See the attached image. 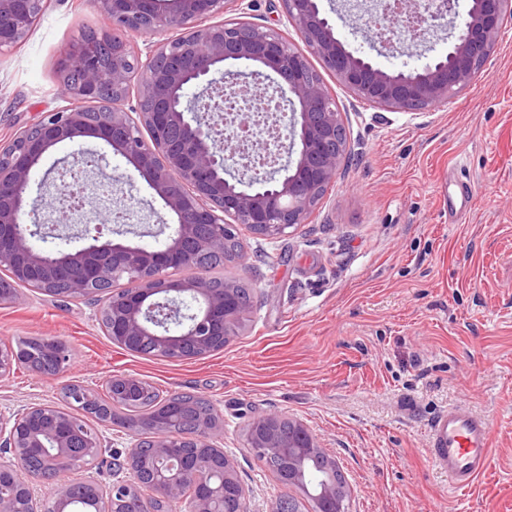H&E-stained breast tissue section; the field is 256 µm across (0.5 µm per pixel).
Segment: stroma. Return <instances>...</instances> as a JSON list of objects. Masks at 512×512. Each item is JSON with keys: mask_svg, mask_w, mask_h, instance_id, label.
<instances>
[{"mask_svg": "<svg viewBox=\"0 0 512 512\" xmlns=\"http://www.w3.org/2000/svg\"><path fill=\"white\" fill-rule=\"evenodd\" d=\"M236 18L295 39L282 0H253ZM106 26L97 0H48L30 33L0 52V143L61 109L59 64L71 38ZM448 50V34L383 52L389 70ZM350 151L307 223L270 240L239 228L244 264L224 276L253 289L244 328L222 351L171 361L112 343L93 302L21 288L0 304V342L53 336L67 369L25 368L0 379V408L61 403L65 384L100 388L136 376L161 392H191L219 411L224 449L254 512L285 489L250 450L246 428L283 413L303 421L343 471L346 512H512V19L485 71L417 119L358 100L318 58ZM92 181L111 184L142 217V244L171 217L118 156ZM475 198L448 219L455 180ZM451 405L491 427L490 468L464 492L432 462L427 429Z\"/></svg>", "mask_w": 512, "mask_h": 512, "instance_id": "obj_1", "label": "stroma"}]
</instances>
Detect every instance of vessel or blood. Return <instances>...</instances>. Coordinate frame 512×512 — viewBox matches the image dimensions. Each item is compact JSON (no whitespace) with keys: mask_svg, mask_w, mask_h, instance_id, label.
<instances>
[{"mask_svg":"<svg viewBox=\"0 0 512 512\" xmlns=\"http://www.w3.org/2000/svg\"><path fill=\"white\" fill-rule=\"evenodd\" d=\"M489 423L467 408L443 410L429 427V453L447 472L449 484L458 490L472 487L492 459Z\"/></svg>","mask_w":512,"mask_h":512,"instance_id":"1","label":"vessel or blood"}]
</instances>
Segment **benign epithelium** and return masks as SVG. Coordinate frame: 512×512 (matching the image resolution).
I'll return each mask as SVG.
<instances>
[{
  "instance_id": "benign-epithelium-1",
  "label": "benign epithelium",
  "mask_w": 512,
  "mask_h": 512,
  "mask_svg": "<svg viewBox=\"0 0 512 512\" xmlns=\"http://www.w3.org/2000/svg\"><path fill=\"white\" fill-rule=\"evenodd\" d=\"M240 0H100L110 29L94 36L79 33L62 59L60 88L70 104L48 113L39 123L0 145V302L20 299L14 284L60 299L96 296L103 300L98 321L111 341L125 349L145 344L174 361L202 357L224 348L238 335L247 317L239 311L235 282L216 292L196 275L203 258L224 254L225 238L242 225L276 239L306 223L337 175L349 143L337 139L343 124L336 100L309 56L318 57L356 98L392 112L420 117L422 111L448 99L483 72L512 0H468L466 16L456 28L448 52L412 69L388 70L371 55L351 49L319 0H282L288 24L298 34V47L279 30L239 20L199 25L204 17L223 13ZM46 0H0V49L23 39L41 15ZM459 0H396L384 9L383 48L393 47L388 33L405 31L418 44L440 19L458 14ZM152 32L164 39L145 57L134 54L128 35ZM112 66L101 67L104 54ZM272 72L274 92L287 102L283 124L287 160L268 171L235 173L224 151L236 149L235 121L218 127L202 97L189 90L203 87L221 94L224 88L246 103L256 93L243 78ZM137 103L125 107L132 84ZM99 99L93 111L77 102ZM138 118H133L132 114ZM148 136H143V133ZM78 137L98 139L121 156L147 183L171 214L169 233L159 246L125 239L121 230L104 242L91 237L82 247L39 248L46 210H63L68 198L60 191H32L34 176L59 144ZM181 271L183 275L173 276ZM42 358L63 372L68 362L64 343L47 338ZM19 365L14 351L0 346V378ZM110 397L76 386L72 396L85 413L112 428V406L139 402L146 384L134 375L107 381ZM170 414L190 425L176 433L166 418L149 433L152 453L140 455L137 445L124 450V462L107 478L87 475L64 480L62 475L84 467L106 452L102 431L88 430L83 418L47 403H30L7 414L0 410V512H69V502L83 497L93 504L112 501L123 512L131 493L148 505L158 500H187L188 512H250L248 494L217 438L221 422L214 406L205 409L176 403ZM285 416L269 413L251 421V448L288 453L295 461L288 484H305L311 465L320 472L318 512H344L343 479L330 457L300 420H293L299 439L277 431ZM178 446L191 452L173 457Z\"/></svg>"
}]
</instances>
